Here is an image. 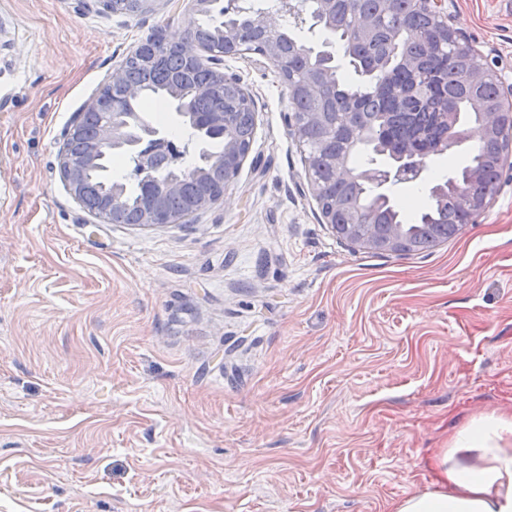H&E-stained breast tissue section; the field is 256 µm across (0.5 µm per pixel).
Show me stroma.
<instances>
[{
  "label": "stroma",
  "mask_w": 512,
  "mask_h": 512,
  "mask_svg": "<svg viewBox=\"0 0 512 512\" xmlns=\"http://www.w3.org/2000/svg\"><path fill=\"white\" fill-rule=\"evenodd\" d=\"M448 14L512 76V0ZM192 21L182 0H0V512H393L453 429L512 410V169L444 245L352 248L320 221L287 83L248 52L223 61L255 111L225 196L183 224L101 222L62 180L65 132L154 30ZM280 28L353 80L322 26ZM146 118L196 163L174 112ZM474 150L391 201L430 207Z\"/></svg>",
  "instance_id": "stroma-1"
}]
</instances>
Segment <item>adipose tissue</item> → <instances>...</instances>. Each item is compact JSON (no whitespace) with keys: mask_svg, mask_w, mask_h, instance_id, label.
Listing matches in <instances>:
<instances>
[{"mask_svg":"<svg viewBox=\"0 0 512 512\" xmlns=\"http://www.w3.org/2000/svg\"><path fill=\"white\" fill-rule=\"evenodd\" d=\"M427 462L432 489L403 499L395 512H512V415L465 422Z\"/></svg>","mask_w":512,"mask_h":512,"instance_id":"ef3b65f1","label":"adipose tissue"}]
</instances>
